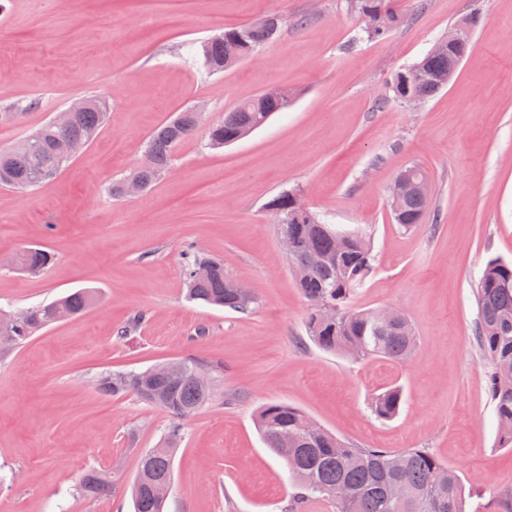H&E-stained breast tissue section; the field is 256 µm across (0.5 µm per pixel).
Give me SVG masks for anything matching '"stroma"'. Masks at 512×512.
Wrapping results in <instances>:
<instances>
[{"label":"stroma","mask_w":512,"mask_h":512,"mask_svg":"<svg viewBox=\"0 0 512 512\" xmlns=\"http://www.w3.org/2000/svg\"><path fill=\"white\" fill-rule=\"evenodd\" d=\"M401 23L364 39L349 0H0V152L75 102L108 104L94 140L55 179L0 187V312L89 288L93 304L0 357V512H133L140 453L172 424L135 396L100 394L102 370L191 359L219 366L209 404L181 423L164 512H283V459L255 423L262 405L301 410L355 448H427L470 492L467 512H512V449L496 445L488 361L474 336L475 286L512 261V0H398ZM282 20L278 39L224 72L195 55L224 25ZM473 18L447 88L413 106L392 83L448 29ZM281 86L295 97L249 136L176 147L146 192L113 198L151 132L204 103L203 125ZM430 176L431 211L403 229L388 188L410 165ZM299 193L324 222L370 238L375 270L356 310L393 307L413 356L354 361L319 349L281 249L270 199ZM222 258L258 299L249 313L186 297L190 246ZM38 246L52 263L15 259ZM146 321L120 336L136 313ZM400 387L398 415L374 399ZM111 492L82 497V473ZM52 261L50 253L43 249H27L23 251L17 258L18 265L30 272L38 273L45 269Z\"/></svg>","instance_id":"35a3bbf8"}]
</instances>
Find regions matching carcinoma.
Returning a JSON list of instances; mask_svg holds the SVG:
<instances>
[{"label": "carcinoma", "mask_w": 512, "mask_h": 512, "mask_svg": "<svg viewBox=\"0 0 512 512\" xmlns=\"http://www.w3.org/2000/svg\"><path fill=\"white\" fill-rule=\"evenodd\" d=\"M354 9L368 19L367 37L382 39L388 29L377 24L376 15L386 11L393 23L401 14L384 0H353ZM279 29L260 21L224 26L214 38L201 44L204 65L211 72L228 69L225 60L235 56L242 60L278 37ZM471 42L460 48L437 42L429 53L408 70L396 76L393 91L423 100L448 86V65L459 54L467 55ZM293 92L286 89L276 101H259L250 97L224 120L207 129L208 145L221 148L240 139L246 130H256L270 117L291 105ZM73 117L64 127L48 121L15 149L0 153V185L17 190L38 186L34 177L40 172L57 175L71 161L62 156L63 141L90 142L102 125L105 104L95 98L74 105ZM200 117L182 111L160 125L149 137L146 150L154 158L149 169H134L129 175L149 186L166 172L172 162L173 148L197 131ZM429 198L409 193L401 203V215L391 214L395 223L410 229L423 223L429 209ZM276 208L277 231L294 238V253L288 258L291 269L302 271L296 285L308 309L305 328L310 339L323 351L354 360L382 357L403 362L417 346L410 319L400 314L396 326L388 331L373 323V312L355 311L350 299L374 271V256L369 237L358 232H339L319 217L308 212L291 215L288 193L268 202ZM323 229H317V225ZM328 259L317 270L307 267L310 255ZM52 261L43 249H27L17 258L18 265L38 273ZM190 299L208 305L248 313L257 304L253 294L241 296L232 287L233 279L224 271V260L211 257L199 249L188 250L184 266ZM94 300L88 289L76 291L49 304L25 309L23 316L0 314V334L12 336L10 347L23 344L39 330L62 320L81 315ZM478 317L474 332L491 364L487 381L490 398L495 404L499 448H512V262L499 258L487 261L476 287ZM324 306L335 308V318L323 321L319 311ZM180 372L170 378L154 380L151 369L144 371L108 370L96 380L97 390L107 396L133 395L139 400L165 410L174 420L163 445L148 448L140 454L132 489L134 512H163L164 501L153 494V485L172 475L176 446L181 438L180 421L195 413L212 398V384H204L194 376L197 364L179 363ZM402 391L387 389L376 398L374 415L380 420L394 418L400 409ZM256 424L262 438L275 455L288 466L294 493L285 512H302L312 500L333 503L336 512H465V488L457 471L425 448L392 451L384 448H353L306 417L298 408L286 403L266 404L256 413ZM288 441H283V438ZM399 482L404 495L396 500L390 486ZM111 486L110 477L91 469L79 481V491L96 496Z\"/></svg>", "instance_id": "obj_1"}]
</instances>
